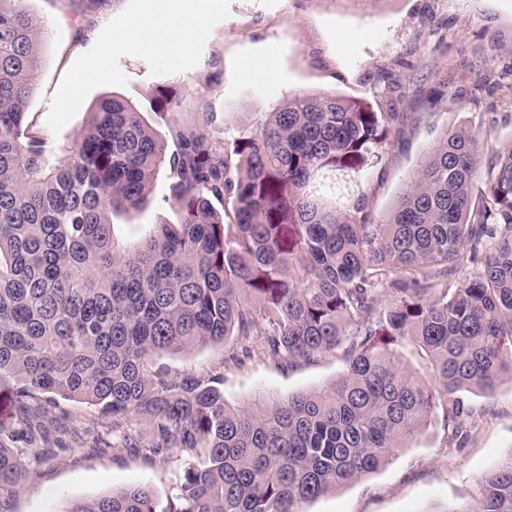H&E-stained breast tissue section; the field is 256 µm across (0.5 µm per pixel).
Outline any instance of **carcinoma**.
<instances>
[{
    "label": "carcinoma",
    "mask_w": 512,
    "mask_h": 512,
    "mask_svg": "<svg viewBox=\"0 0 512 512\" xmlns=\"http://www.w3.org/2000/svg\"><path fill=\"white\" fill-rule=\"evenodd\" d=\"M16 2L0 0V387L14 402L0 426V512L74 438L51 410L59 398L106 421L99 452L185 460L160 511L139 484L70 496L61 512H305L388 464L437 401L453 421L461 393L512 377V142L445 133L376 224L344 190L381 163L403 115L336 94L291 96L225 151L185 128L174 154L132 104L105 96L53 156L26 126L40 45ZM163 170L176 220L117 237L112 216L142 207ZM223 197L228 220L212 203ZM489 241L480 274L451 287L455 260ZM256 332L274 361L339 351L343 372L233 405L216 376L147 369L207 345L238 364L250 350L234 338ZM406 344L430 380L402 362ZM137 415L150 438L127 429ZM448 512H512V454Z\"/></svg>",
    "instance_id": "carcinoma-1"
}]
</instances>
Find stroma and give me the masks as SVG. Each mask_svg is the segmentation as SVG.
Instances as JSON below:
<instances>
[{
  "label": "stroma",
  "instance_id": "1",
  "mask_svg": "<svg viewBox=\"0 0 512 512\" xmlns=\"http://www.w3.org/2000/svg\"><path fill=\"white\" fill-rule=\"evenodd\" d=\"M127 4L25 0L43 26L28 124L52 153L73 142L104 96L136 105L173 152L179 126H196L223 150L291 95L336 94L404 115L381 164L360 178L364 208L375 222L445 131L483 129L496 147L512 141V0H232L229 17L212 30L196 67L154 76L143 59L122 57L127 86L94 89L53 134L47 115L62 76ZM165 95L174 106L160 116ZM169 185L168 172H161L146 206L119 217L126 239L173 219ZM152 366L172 377L221 375L224 397L234 404L263 391L285 397L325 385L344 363L331 352L293 368L262 355L228 367L223 347L208 346L165 354ZM463 399V418L449 421L447 403H438L424 430L387 465L306 504V512H445L468 504L478 478L512 452V382ZM181 466L176 457L151 462L85 445L61 449L26 478L14 512H61L69 496L96 497L141 483L151 486L162 507Z\"/></svg>",
  "mask_w": 512,
  "mask_h": 512
}]
</instances>
